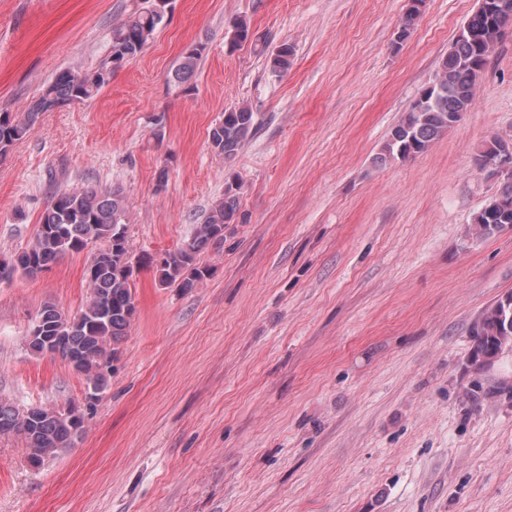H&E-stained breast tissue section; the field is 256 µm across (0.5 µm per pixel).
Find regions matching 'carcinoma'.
Here are the masks:
<instances>
[{
    "label": "carcinoma",
    "instance_id": "cac0c4a2",
    "mask_svg": "<svg viewBox=\"0 0 512 512\" xmlns=\"http://www.w3.org/2000/svg\"><path fill=\"white\" fill-rule=\"evenodd\" d=\"M460 27L439 63L433 79L421 90L407 112L390 130L378 159L406 160L426 152L439 138L456 126L468 112L478 80L504 31L512 27V0H483ZM163 15L150 9L132 12L112 29L109 55L131 60L142 52ZM200 46L186 50L179 58L175 77L182 82L197 69L202 58ZM269 69L288 70L292 51H268L263 45ZM112 69L105 62L86 71L63 69L45 86L23 113L5 112L0 117V157H4L34 129L39 114L51 112L75 101L95 97L109 82ZM255 113L242 104L224 110L222 119L209 132L213 150L226 159L237 154L255 126ZM512 156V135L495 136L485 142L477 155L480 168L504 154ZM497 193L471 220L470 234L487 239L512 229V173L500 174ZM241 184L230 182L224 198L195 226L192 237L182 246L165 252L161 260L149 254L132 258L126 236L127 209L122 192L88 184L74 190H57L40 217L33 242L8 260L0 261V283L21 274L34 276L47 270L68 253L92 248L83 279L89 297L79 313L69 316L46 303L32 324L29 349L41 355L54 352L58 339L64 361L78 362L83 377L104 389L108 378L105 365L118 359L119 346L127 333L135 302L134 271L155 273L162 285L192 288L205 278L208 269L198 265V253L211 244L224 242V229L238 211ZM512 330V293L488 306L472 331V362L485 365L506 351L502 338ZM84 416L70 406L63 409L36 407L19 410L0 401V434L22 435L33 466L69 446L82 431Z\"/></svg>",
    "mask_w": 512,
    "mask_h": 512
}]
</instances>
